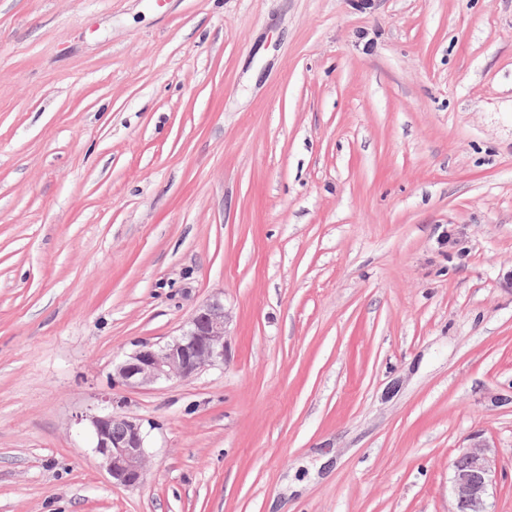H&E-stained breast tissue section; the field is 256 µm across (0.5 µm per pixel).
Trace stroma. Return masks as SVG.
<instances>
[{
    "instance_id": "stroma-1",
    "label": "stroma",
    "mask_w": 512,
    "mask_h": 512,
    "mask_svg": "<svg viewBox=\"0 0 512 512\" xmlns=\"http://www.w3.org/2000/svg\"><path fill=\"white\" fill-rule=\"evenodd\" d=\"M481 444L512 512V0H0V512H451ZM230 323L224 300L214 296L203 302L180 334L163 346L139 344L113 366L112 380L129 387L163 385L187 381L209 367L224 366ZM88 420L94 451L101 457L112 483L128 488L140 486L147 462V433L142 424L109 408Z\"/></svg>"
}]
</instances>
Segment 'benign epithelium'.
<instances>
[{"label":"benign epithelium","mask_w":512,"mask_h":512,"mask_svg":"<svg viewBox=\"0 0 512 512\" xmlns=\"http://www.w3.org/2000/svg\"><path fill=\"white\" fill-rule=\"evenodd\" d=\"M231 315L224 300L203 302L166 344L144 342L113 366L112 380L124 386L163 385L187 381L201 371L224 365ZM94 451L101 457L112 483L137 487L146 475L147 433L132 417L104 408L89 416ZM463 465L453 464L449 479L453 512H489L488 498L495 487L494 450L474 446L460 451Z\"/></svg>","instance_id":"7a95c632"}]
</instances>
